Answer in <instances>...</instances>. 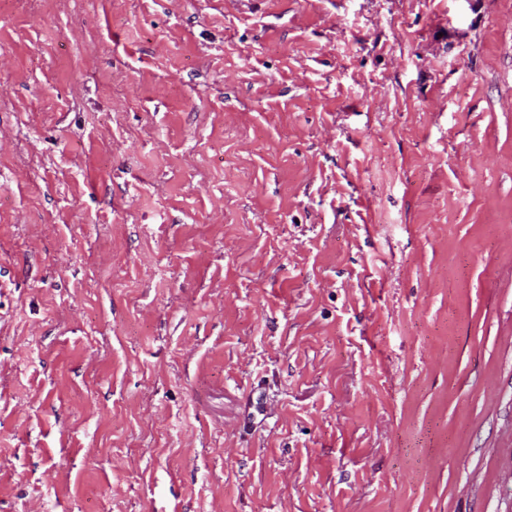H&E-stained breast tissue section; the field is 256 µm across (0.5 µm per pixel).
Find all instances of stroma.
Masks as SVG:
<instances>
[{
  "mask_svg": "<svg viewBox=\"0 0 512 512\" xmlns=\"http://www.w3.org/2000/svg\"><path fill=\"white\" fill-rule=\"evenodd\" d=\"M0 512H512V0H0Z\"/></svg>",
  "mask_w": 512,
  "mask_h": 512,
  "instance_id": "obj_1",
  "label": "stroma"
}]
</instances>
